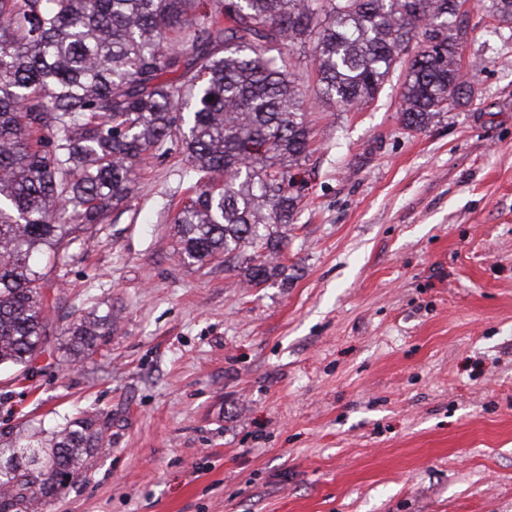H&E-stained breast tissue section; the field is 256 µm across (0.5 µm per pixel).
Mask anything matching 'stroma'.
I'll list each match as a JSON object with an SVG mask.
<instances>
[{
	"mask_svg": "<svg viewBox=\"0 0 512 512\" xmlns=\"http://www.w3.org/2000/svg\"><path fill=\"white\" fill-rule=\"evenodd\" d=\"M466 7L470 97L426 129L395 76L314 107L271 280L178 264V149L61 252L49 353L0 370V451L86 411L105 437L37 512H512V29ZM94 310L112 334L72 359ZM112 334V313L81 315L64 328L62 335L68 336L67 350L76 360L93 352L100 341Z\"/></svg>",
	"mask_w": 512,
	"mask_h": 512,
	"instance_id": "35a3bbf8",
	"label": "stroma"
}]
</instances>
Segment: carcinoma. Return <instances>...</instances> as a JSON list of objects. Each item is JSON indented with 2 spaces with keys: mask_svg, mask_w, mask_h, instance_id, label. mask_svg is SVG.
<instances>
[{
  "mask_svg": "<svg viewBox=\"0 0 512 512\" xmlns=\"http://www.w3.org/2000/svg\"><path fill=\"white\" fill-rule=\"evenodd\" d=\"M0 0V366L49 343L47 274L84 226L131 192L134 167L178 141L190 198L174 217L185 266L224 261L246 282L279 272L309 156L303 80L342 112L406 69L400 119L418 131L468 94L457 0ZM512 28V0H484ZM311 47L309 63L295 57ZM278 47V55L267 51ZM75 358L112 335V312L64 328ZM102 431L88 418L0 462V512H34L59 475L75 478Z\"/></svg>",
  "mask_w": 512,
  "mask_h": 512,
  "instance_id": "cac0c4a2",
  "label": "carcinoma"
}]
</instances>
